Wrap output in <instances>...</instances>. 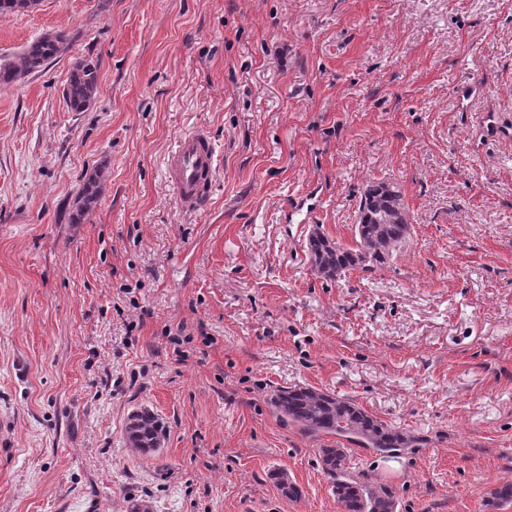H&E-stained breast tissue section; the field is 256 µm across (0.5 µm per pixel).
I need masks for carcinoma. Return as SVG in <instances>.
<instances>
[{
    "label": "carcinoma",
    "mask_w": 512,
    "mask_h": 512,
    "mask_svg": "<svg viewBox=\"0 0 512 512\" xmlns=\"http://www.w3.org/2000/svg\"><path fill=\"white\" fill-rule=\"evenodd\" d=\"M62 30L45 33L29 42L17 60L0 62V88H7L27 75L40 71L69 45ZM98 93V64L89 59L75 62L63 88V98L73 112H85ZM104 173L93 170L83 178L68 214L73 224L81 223L94 209L101 194ZM411 224L401 193L386 182L369 185L359 204L355 225L356 246L345 247L315 232L308 239V252L315 271L325 280H335L360 266L385 264L410 237ZM269 405L286 425L305 434H330L371 449L383 459H392L414 447L417 438L391 427L350 399L311 387L279 389ZM166 426L154 413L144 410L130 416L126 438L142 454L156 452L164 442ZM322 468L333 478V493L344 512H394L392 492L369 487L351 479L345 470L343 448H321Z\"/></svg>",
    "instance_id": "cac0c4a2"
}]
</instances>
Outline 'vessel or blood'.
I'll return each instance as SVG.
<instances>
[{"label":"vessel or blood","mask_w":512,"mask_h":512,"mask_svg":"<svg viewBox=\"0 0 512 512\" xmlns=\"http://www.w3.org/2000/svg\"><path fill=\"white\" fill-rule=\"evenodd\" d=\"M168 180L181 206L189 211L205 207L219 169L215 145L200 129L177 139L165 158Z\"/></svg>","instance_id":"b4317fda"}]
</instances>
